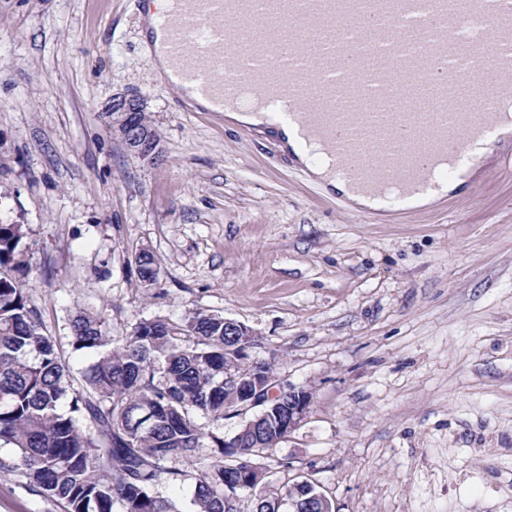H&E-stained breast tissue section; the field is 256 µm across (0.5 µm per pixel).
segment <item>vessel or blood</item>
Masks as SVG:
<instances>
[{"label":"vessel or blood","instance_id":"b4317fda","mask_svg":"<svg viewBox=\"0 0 512 512\" xmlns=\"http://www.w3.org/2000/svg\"><path fill=\"white\" fill-rule=\"evenodd\" d=\"M144 22L186 111L291 130L372 220L467 179L512 123V0H167ZM463 79L495 97L459 111Z\"/></svg>","mask_w":512,"mask_h":512}]
</instances>
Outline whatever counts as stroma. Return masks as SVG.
Listing matches in <instances>:
<instances>
[{"mask_svg": "<svg viewBox=\"0 0 512 512\" xmlns=\"http://www.w3.org/2000/svg\"><path fill=\"white\" fill-rule=\"evenodd\" d=\"M137 0H0V224L25 230L31 297L73 376L70 320L224 314L307 389L264 453L336 512H512V140L439 204L364 223L276 137L183 111L140 41ZM142 97L151 164L104 105ZM163 273L143 287L136 256ZM0 512H61L0 470Z\"/></svg>", "mask_w": 512, "mask_h": 512, "instance_id": "stroma-1", "label": "stroma"}]
</instances>
